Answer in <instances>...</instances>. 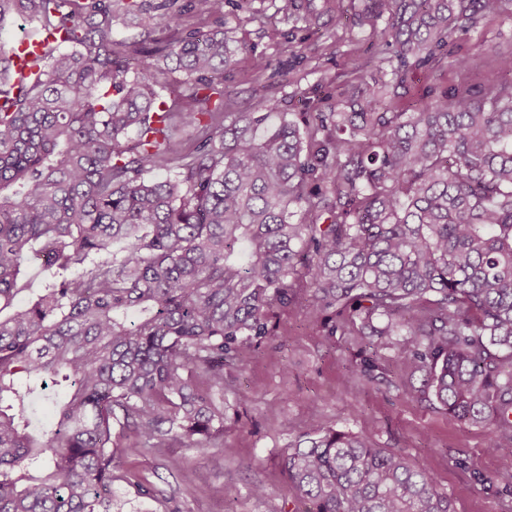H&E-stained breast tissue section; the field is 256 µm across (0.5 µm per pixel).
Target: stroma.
<instances>
[{
  "label": "stroma",
  "instance_id": "1",
  "mask_svg": "<svg viewBox=\"0 0 512 512\" xmlns=\"http://www.w3.org/2000/svg\"><path fill=\"white\" fill-rule=\"evenodd\" d=\"M185 5V26L204 33L223 29L241 50L224 80V109L247 112L257 99L276 101L284 112L303 111L319 96L323 105L350 98L357 82L353 61L378 43L386 17H373L370 0H299L297 16L284 17L280 0H247L210 13L202 0ZM438 67L417 70L406 102L429 92L451 91L501 79L500 54H512V0L503 14L485 19L469 34L448 41ZM470 61L461 71L458 57ZM264 69H257V62ZM276 334L224 372V441L206 454L171 447L124 460L128 482L114 486L132 494L134 482L152 485L178 512H294L297 492L281 454L298 435L329 427L364 431L377 447L406 453L448 493L455 512H502L496 493L512 456L490 454V429L449 422L432 405L402 393L409 369L394 351H382L387 380L354 377L356 349L348 337L328 344L304 314L278 312ZM232 454H225V446ZM483 482H476L474 473ZM262 482L267 494L249 489Z\"/></svg>",
  "mask_w": 512,
  "mask_h": 512
}]
</instances>
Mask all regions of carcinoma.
<instances>
[{
    "label": "carcinoma",
    "instance_id": "carcinoma-1",
    "mask_svg": "<svg viewBox=\"0 0 512 512\" xmlns=\"http://www.w3.org/2000/svg\"><path fill=\"white\" fill-rule=\"evenodd\" d=\"M116 2L143 41L115 39ZM505 2L373 0L390 78L357 58L362 99L292 113L224 111L239 46L180 29L177 0H0V35H63L21 83L0 42V512H124L125 457L224 435V366L277 310L353 337L366 379L397 350L423 376L409 394L512 455V79L389 104ZM177 71L190 105L164 94ZM50 383L65 395L36 425ZM282 466L307 512H455L364 433L301 435Z\"/></svg>",
    "mask_w": 512,
    "mask_h": 512
}]
</instances>
